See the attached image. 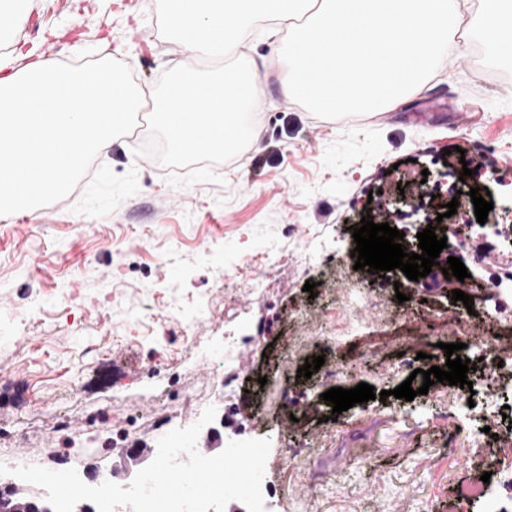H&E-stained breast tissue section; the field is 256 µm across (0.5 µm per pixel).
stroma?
Wrapping results in <instances>:
<instances>
[{
  "mask_svg": "<svg viewBox=\"0 0 512 512\" xmlns=\"http://www.w3.org/2000/svg\"><path fill=\"white\" fill-rule=\"evenodd\" d=\"M270 22L241 42L236 57L257 65L262 92L244 159L214 165L216 181L174 187L169 168L136 158L129 137L99 152L94 175L66 198L0 221V314L20 313L23 327L0 326V419L16 422L22 440L0 445V463L57 471L121 470L123 448L154 454L157 406L190 418L182 392L211 387L224 418V441L266 437L264 479L277 512H454L458 489L488 468L484 448H448L439 413L454 392L435 383L411 401L392 397L414 369L444 366L446 343L499 335L512 349V316L488 315L479 298L488 278H512V78L494 79L476 50L443 59L422 90L400 106L332 119L284 97L288 66ZM82 64H126L136 84L155 86L178 66H203L192 48L161 36L156 0H34L22 19L0 25V59L18 67L28 54ZM489 191L493 234L474 231L473 210L448 223L462 232L442 257L460 258L470 276L441 267L417 284L401 270L367 274L352 263L314 259L342 242L363 215L388 214L408 240L424 214L404 221L398 196L460 183L462 168ZM273 284L259 296L255 277ZM315 282L305 293V282ZM407 288L398 302L396 285ZM359 289L366 305L351 308ZM475 298L473 309L453 290ZM210 307L207 320L183 325L173 299ZM366 330L329 345L324 334L350 321ZM265 337L250 340L253 326ZM324 356L340 369L298 376L306 359ZM171 387L149 396L150 367ZM367 383L387 391L336 415L322 400L332 386ZM74 416L70 437L49 433L59 406ZM131 418L129 435L82 449L90 423ZM302 447V456L290 450Z\"/></svg>",
  "mask_w": 512,
  "mask_h": 512,
  "instance_id": "35a3bbf8",
  "label": "stroma"
}]
</instances>
